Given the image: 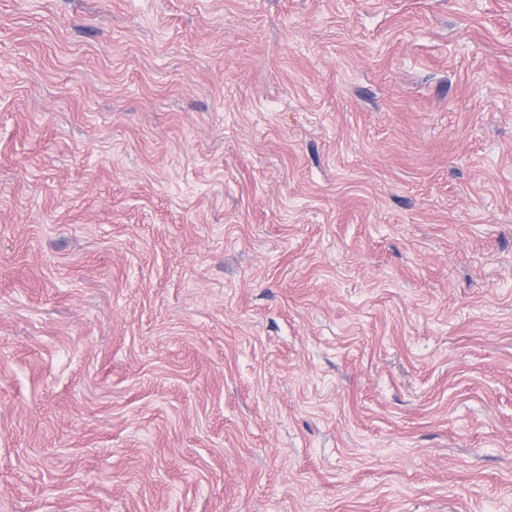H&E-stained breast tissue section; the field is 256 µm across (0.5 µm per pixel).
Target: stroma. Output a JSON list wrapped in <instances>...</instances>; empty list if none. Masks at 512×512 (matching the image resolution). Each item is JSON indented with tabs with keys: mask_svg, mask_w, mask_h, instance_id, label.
Returning a JSON list of instances; mask_svg holds the SVG:
<instances>
[{
	"mask_svg": "<svg viewBox=\"0 0 512 512\" xmlns=\"http://www.w3.org/2000/svg\"><path fill=\"white\" fill-rule=\"evenodd\" d=\"M0 512H512V0H0Z\"/></svg>",
	"mask_w": 512,
	"mask_h": 512,
	"instance_id": "stroma-1",
	"label": "stroma"
}]
</instances>
